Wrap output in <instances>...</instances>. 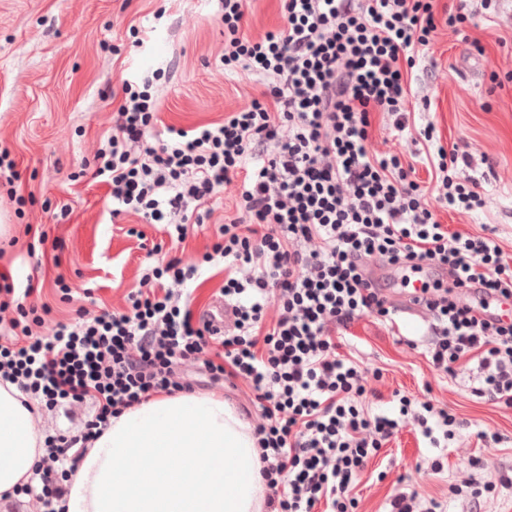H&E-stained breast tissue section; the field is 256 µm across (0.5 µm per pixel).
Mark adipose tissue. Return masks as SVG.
Masks as SVG:
<instances>
[{"label":"adipose tissue","mask_w":512,"mask_h":512,"mask_svg":"<svg viewBox=\"0 0 512 512\" xmlns=\"http://www.w3.org/2000/svg\"><path fill=\"white\" fill-rule=\"evenodd\" d=\"M0 384V495L38 484L35 414ZM250 424L222 395H157L93 439L63 512H262Z\"/></svg>","instance_id":"ef3b65f1"}]
</instances>
